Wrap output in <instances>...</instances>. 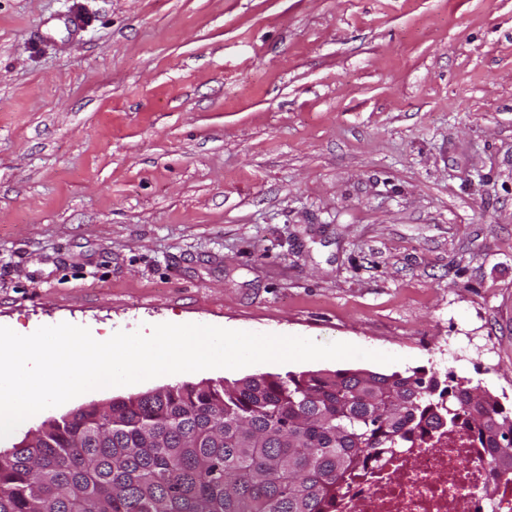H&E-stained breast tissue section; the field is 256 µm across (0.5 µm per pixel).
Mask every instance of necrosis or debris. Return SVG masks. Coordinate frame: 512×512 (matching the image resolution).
I'll return each instance as SVG.
<instances>
[{
  "label": "necrosis or debris",
  "mask_w": 512,
  "mask_h": 512,
  "mask_svg": "<svg viewBox=\"0 0 512 512\" xmlns=\"http://www.w3.org/2000/svg\"><path fill=\"white\" fill-rule=\"evenodd\" d=\"M334 512H512V480L493 479L483 450L456 430L436 447L370 460L337 493Z\"/></svg>",
  "instance_id": "necrosis-or-debris-1"
}]
</instances>
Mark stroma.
<instances>
[{"label": "stroma", "instance_id": "35a3bbf8", "mask_svg": "<svg viewBox=\"0 0 512 512\" xmlns=\"http://www.w3.org/2000/svg\"><path fill=\"white\" fill-rule=\"evenodd\" d=\"M62 322L398 361L164 375L47 420L337 369L511 407L512 0H0V326Z\"/></svg>", "mask_w": 512, "mask_h": 512}]
</instances>
